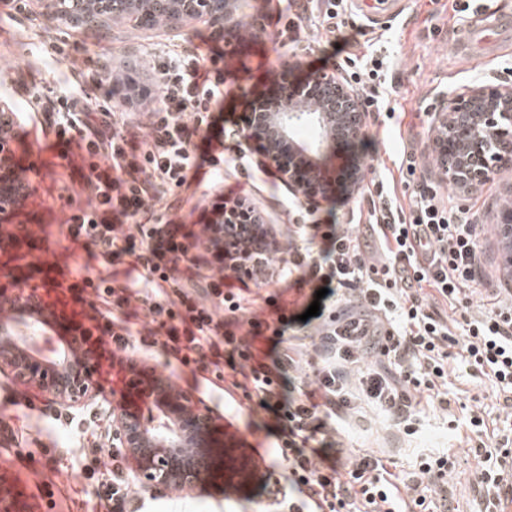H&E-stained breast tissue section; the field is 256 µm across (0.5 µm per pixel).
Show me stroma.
I'll list each match as a JSON object with an SVG mask.
<instances>
[{"mask_svg": "<svg viewBox=\"0 0 512 512\" xmlns=\"http://www.w3.org/2000/svg\"><path fill=\"white\" fill-rule=\"evenodd\" d=\"M354 27L362 30L356 47L366 52L369 45L385 41L393 61V78L397 94L392 100L394 115L373 112L365 131L375 143H355L349 149L332 148L317 153L320 165L330 168L347 159L361 162L365 179L392 168L404 146L415 149L418 166L415 175L437 186L441 195L453 197L456 204L471 209L483 224L480 237L484 277L476 283L470 308L479 315L489 307L500 289L512 288V273L501 265V242L496 225L500 211L512 204V170L496 174L486 182L484 190L460 188L444 179L439 168L429 161L433 155L432 125L440 103L449 102L453 93L468 86L512 82V41L504 43L493 58L475 61L464 59L456 51L459 33L477 28L489 14H512V0H480L478 12L465 15L452 9V0H392V21L373 24V14L364 0H352ZM288 0H241L240 24L260 20L263 36L244 43L229 45L215 38L211 28L193 21L181 32L168 28L147 30L133 27L126 19H113L108 32L72 27L63 22H49L43 6L20 4L19 0H0V100L11 107L28 111L31 95L40 99L52 97L63 77L71 70L99 72L110 69L113 74L128 77L123 98L99 96L88 104L89 111L117 105L132 112L138 142L150 134L147 115L155 93L153 68L160 57L194 53L208 60L213 48L224 51V180L194 187L183 193L181 207L173 212L178 223L197 228L207 215L221 204L227 194L246 195L268 224L275 245L270 253L273 261L285 258L289 248L299 245L296 233L301 224H344L351 218L352 208L361 197L324 199L312 211L294 204V196L278 178L275 170L261 166L260 154H252V166H243L239 155L244 146L239 117L244 92L262 85L268 71L280 69L284 61L298 65L299 75L321 70L335 72L342 57L325 35L309 38L298 45L283 43L279 31V15L285 14ZM54 133L41 131L39 125L21 128L11 138L10 147L19 162L29 171V196L11 223H0V238L26 227L39 238L38 247L0 248V306L21 287H38L46 300H54L47 285H35L21 276L30 265L46 266L57 256L69 258L71 270H88L96 274L97 262L89 260L86 251L72 243L64 227L74 207H88L91 193L79 183L77 165L64 158L55 147ZM256 301L258 315H269L266 297H274L278 306L286 308L295 322L288 335L293 344L302 346L303 359L317 361L311 344L318 322L304 313L316 298L312 285H295L270 280L249 286ZM151 317L139 310L138 333L130 340L131 350H114L100 361L95 381L111 394L115 380L124 375L130 357L143 360L164 376L179 381L184 392L200 399L210 410L216 424L224 431L228 448L254 450L258 480L239 486L233 493L223 487L208 486L194 494L168 489L149 491L131 485V512H266L273 493L264 491L261 480L269 472L278 471L275 418L259 405L257 397L235 391L233 398L220 393H204L196 384L190 368L167 363L162 352L144 345L139 333L151 328ZM448 408L440 410L427 405L425 392L411 390L412 403L420 415L414 434L393 427L379 409L367 406L362 413L347 420L349 445L385 457L394 472L413 471L421 455H448L453 472L446 487L449 512H480L483 491L478 482L485 449L476 434L467 427L473 406H480L488 429L501 427L504 419L496 399V389L487 377L469 369L457 359L448 361ZM114 399L110 407L120 408ZM106 426L105 410L91 407L82 411L55 406L49 396L34 387L0 374V472L12 475L35 503V512H110V506L98 495L96 479L87 477L84 468L89 458L99 456L103 466H111L110 448L102 446L100 434ZM49 454H41V446Z\"/></svg>", "mask_w": 512, "mask_h": 512, "instance_id": "1", "label": "stroma"}]
</instances>
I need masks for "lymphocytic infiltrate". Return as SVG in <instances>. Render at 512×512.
<instances>
[{"instance_id":"obj_1","label":"lymphocytic infiltrate","mask_w":512,"mask_h":512,"mask_svg":"<svg viewBox=\"0 0 512 512\" xmlns=\"http://www.w3.org/2000/svg\"><path fill=\"white\" fill-rule=\"evenodd\" d=\"M223 59L217 51L206 68L192 55L155 66L153 140L141 148L128 137L130 113L106 108L96 120L89 112L103 76L73 74L71 90L53 98L50 125L57 139L85 148L90 161L83 179L95 199L91 210L69 216L66 234L108 271L70 283L68 291L75 298L91 290L87 318L124 349L131 297L143 287L166 358L203 371L228 367L235 376L231 389L258 396L275 413L284 463L276 512H401L410 502L425 507L428 494L446 485L448 457L428 456L412 472L393 473L381 456L349 449L341 421L367 401L397 425L410 426L415 409L405 388L422 384L428 401L441 400L452 346L511 404L512 294L481 316L469 315L468 289L481 276L472 214L427 182L415 183L404 206L386 181L373 180L366 221L378 242L374 256L363 253L354 225L316 224L320 248H294L276 269L278 278L316 283L358 307L319 323L316 387L296 395L299 363L287 321L277 320L273 333H266L263 319L251 315L247 295L235 287L241 264L268 263L267 225L257 214H241L246 201L239 197L235 211L224 214L229 230L221 236L212 225L196 231L169 217L174 204L168 193L223 179V159L214 155L211 139L199 135L200 126L223 119ZM390 64L382 49L344 59L341 69L359 86L365 111L388 110L394 93L386 80ZM188 113L193 122H185ZM123 224L133 225V232H120ZM204 268L209 276H201ZM433 301L459 309V319L431 311ZM242 320L248 329L239 335L234 327ZM261 338L267 349L256 348ZM479 482L487 512H503L501 492L512 483V471L502 456L482 466Z\"/></svg>"}]
</instances>
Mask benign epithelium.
Here are the masks:
<instances>
[{
  "instance_id": "obj_1",
  "label": "benign epithelium",
  "mask_w": 512,
  "mask_h": 512,
  "mask_svg": "<svg viewBox=\"0 0 512 512\" xmlns=\"http://www.w3.org/2000/svg\"><path fill=\"white\" fill-rule=\"evenodd\" d=\"M239 0H125L131 16L163 11L167 27L176 30L194 19H203L218 38L236 23ZM115 15L112 0H87L80 21L103 27ZM272 118L255 113L244 133L248 142L265 145L264 157L274 166L280 180L299 199L314 209L326 195L315 177L300 178L298 168L311 169L318 148L325 144L350 145L363 135L368 119L357 91L334 74L311 73L303 81L286 86L285 97ZM320 131L317 148L298 144L294 132L303 124ZM13 125L9 105L0 103V223H6L23 204L26 194L15 185L16 165L8 144ZM483 132L491 139L512 142V85L472 86L452 97L450 107L435 114L434 142L441 164L454 154L455 170L448 180L479 184L489 171L512 158V151L482 155V145L473 142L464 151L451 150L454 132ZM288 141L294 160L281 162L278 143ZM499 233L503 241V265L512 268V208L502 211ZM21 311L51 324L57 317L35 288H21L12 296ZM66 335L50 357H40L0 329V372L48 394L52 403L66 410L85 409L106 401L93 382L101 351L100 339L80 324L65 325ZM136 395L124 393L119 411L112 412L111 428L105 434L109 447L121 448L135 463V483L152 490L177 487L186 494L227 480L247 481L254 468L240 448H226L215 435L207 409L183 392L172 391L165 376L151 368L133 366ZM0 512H35L15 482L0 473Z\"/></svg>"
}]
</instances>
